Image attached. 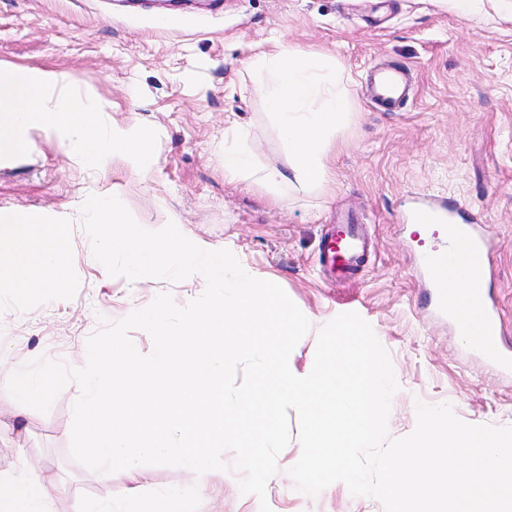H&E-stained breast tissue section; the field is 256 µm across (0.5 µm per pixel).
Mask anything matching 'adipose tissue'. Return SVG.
I'll return each mask as SVG.
<instances>
[{
  "label": "adipose tissue",
  "instance_id": "adipose-tissue-1",
  "mask_svg": "<svg viewBox=\"0 0 512 512\" xmlns=\"http://www.w3.org/2000/svg\"><path fill=\"white\" fill-rule=\"evenodd\" d=\"M257 90H270L268 105L288 141V167L272 169L264 180L274 187L289 185L310 190L330 180L329 157L337 130L348 117L349 81L335 58L312 53L273 38L270 47L249 61ZM58 81L47 71L0 72V148L23 154L33 148L30 129L61 133L68 152L92 169L118 153L147 155L153 135L137 127L132 141L114 138L111 131L92 121L79 97L62 93L50 98ZM14 253L8 266H0V291L14 297L50 296L61 282L68 261V241L60 225H0V244ZM468 254L448 270V298L460 301L456 320L464 343L481 344L484 336L482 305L466 272ZM64 485L51 464L21 456L18 465L0 473V512H53L52 495Z\"/></svg>",
  "mask_w": 512,
  "mask_h": 512
}]
</instances>
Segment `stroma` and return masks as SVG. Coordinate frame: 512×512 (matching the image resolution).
I'll return each instance as SVG.
<instances>
[{
  "label": "stroma",
  "mask_w": 512,
  "mask_h": 512,
  "mask_svg": "<svg viewBox=\"0 0 512 512\" xmlns=\"http://www.w3.org/2000/svg\"><path fill=\"white\" fill-rule=\"evenodd\" d=\"M335 58L351 79L348 121L337 132L326 188L291 192L280 206L259 176L224 174V128L232 118L248 135L259 167L286 169L288 145L247 63L272 37ZM0 67L49 71L64 91L90 105V117L129 137L142 123L154 131L151 156H112L85 170L54 132L31 130L35 148L0 159V225L22 219L63 225L70 262L52 297H0V337L30 362L76 366L88 338L146 307L159 293L176 304L198 298L203 281H134L90 263L81 215L89 196H117L144 228L176 223L191 240L231 251L269 277L312 316L290 358L297 371L314 362L317 333L355 312L380 336L399 389L388 436L411 434L417 403L450 404L476 425L512 426V373L463 347L435 307L429 277L416 258L442 235L413 231L418 203L457 199L481 215L492 243L484 304L504 324L512 348V0H189L159 11L154 0H0ZM410 70L414 92L403 109L378 111L369 100L371 68ZM354 220L370 248L344 284L320 264L324 225ZM0 373V422L16 433L0 439V471L27 454L47 459L66 489L54 512H79V497L119 492L125 480L89 470L69 452L73 388L48 413L21 408ZM301 454L291 437L266 493L271 512H384L373 498L341 482L318 495L298 491L288 470ZM240 475L213 472L198 512H255Z\"/></svg>",
  "instance_id": "35a3bbf8"
}]
</instances>
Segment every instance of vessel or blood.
<instances>
[{
	"label": "vessel or blood",
	"mask_w": 512,
	"mask_h": 512,
	"mask_svg": "<svg viewBox=\"0 0 512 512\" xmlns=\"http://www.w3.org/2000/svg\"><path fill=\"white\" fill-rule=\"evenodd\" d=\"M370 90L375 103L387 112L399 111L411 91L410 77L404 71L373 73ZM419 224H451L460 232V239L468 246L489 250L486 237L475 235L471 221V210L467 204L457 203L441 212L422 207L414 214ZM366 253L364 228L359 224L343 223L327 225L322 247V261L336 282H343L361 265ZM421 266L432 278L435 299L440 309L448 307V288L442 272L448 266L447 251H438L423 256ZM502 327L498 312L486 315L485 342L481 354L503 371H512V353L502 349L500 339Z\"/></svg>",
	"instance_id": "1"
}]
</instances>
